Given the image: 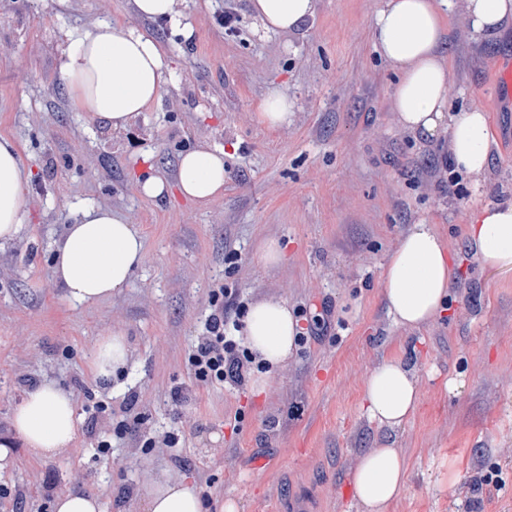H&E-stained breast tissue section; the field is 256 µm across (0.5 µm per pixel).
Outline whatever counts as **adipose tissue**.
<instances>
[{
  "mask_svg": "<svg viewBox=\"0 0 512 512\" xmlns=\"http://www.w3.org/2000/svg\"><path fill=\"white\" fill-rule=\"evenodd\" d=\"M475 33H502L512 24V0H464ZM317 0H250L268 32H292L312 17ZM454 0H382L371 20L375 44L396 82L389 99L402 128L430 139L448 134V157L458 170L482 174L489 164L490 129L479 108L448 112L449 69L446 22ZM167 64L148 34L100 24L79 34L64 54L61 71L75 111L111 129L125 128L161 96ZM224 152L201 146L180 156L176 185L196 205L224 193ZM26 219L25 180L15 143L0 137V244L12 241ZM468 237L481 264L512 268V203L484 207L469 224ZM144 259V241L132 225L107 207L83 211L69 225L56 251L53 274L68 300L96 304L125 288ZM454 269L449 249L433 225L413 224L382 271V295L400 326L419 328L438 318L448 301ZM299 322L286 302L264 299L245 322L248 348L261 362L278 367L293 356ZM122 333L102 338L93 351L96 379L109 382L128 362ZM364 408L379 425L395 429L419 401L415 372L387 359L364 380ZM72 394L55 383L30 389L15 409L12 429L36 455L54 456L76 437ZM405 463L397 449H367L351 476L355 499L366 512H387L405 487ZM142 512H205L196 487L159 479L141 494Z\"/></svg>",
  "mask_w": 512,
  "mask_h": 512,
  "instance_id": "obj_1",
  "label": "adipose tissue"
}]
</instances>
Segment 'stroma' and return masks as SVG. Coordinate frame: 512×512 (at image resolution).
Instances as JSON below:
<instances>
[{
    "instance_id": "1",
    "label": "stroma",
    "mask_w": 512,
    "mask_h": 512,
    "mask_svg": "<svg viewBox=\"0 0 512 512\" xmlns=\"http://www.w3.org/2000/svg\"><path fill=\"white\" fill-rule=\"evenodd\" d=\"M380 4L317 0L303 30L269 33L249 0H175L173 23L141 17L133 0H0V136L18 146L27 198L18 236L0 245V423L44 382L70 391L77 411L76 439L54 458L9 447L0 512H54L69 490L97 495L103 512H142L160 475L206 487L217 505L236 498L240 512H363L350 475L382 441L406 464L388 512H512V270L482 267L467 237L484 206L512 201V112L496 79L512 30L462 40V5L450 14L449 111L486 112L491 143L484 173H456L445 192L447 134L419 139L388 109L395 76L371 30ZM227 12L231 32L218 22ZM105 22L150 34L168 64L160 100L112 132L72 109L60 70L72 36ZM274 88L290 114L270 129L257 106ZM202 145L224 150L222 197L200 207L173 186L139 193L138 180L174 178L180 155ZM90 206L132 224L145 259L126 288L87 307L66 299L53 260ZM421 222L456 273L445 312L410 328L388 315L381 271ZM271 239L275 265L260 250ZM219 288L232 291L231 322L279 299L301 322L329 310L330 328L267 369L262 393L197 384L185 357ZM114 331L129 365L104 384L90 361ZM389 358L407 360L419 388L395 430L362 406L365 377ZM135 413L143 436L113 440L99 459L89 420L103 432ZM166 431L176 447L141 452L142 437Z\"/></svg>"
}]
</instances>
